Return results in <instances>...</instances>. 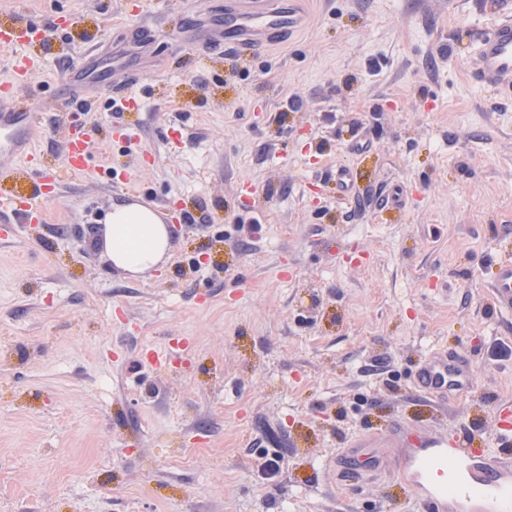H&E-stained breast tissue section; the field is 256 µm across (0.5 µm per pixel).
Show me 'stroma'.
Listing matches in <instances>:
<instances>
[{"mask_svg": "<svg viewBox=\"0 0 512 512\" xmlns=\"http://www.w3.org/2000/svg\"><path fill=\"white\" fill-rule=\"evenodd\" d=\"M125 2L10 5L69 21L28 47L42 59L29 101L43 167L62 166V83L87 95L96 134L92 170L65 175L47 223L0 240V512H422L393 475L331 465L396 418L457 430L476 416L495 448L497 403L512 400V357L492 353L512 316L486 290L512 252V99L462 64L489 0H302L301 29L238 63L207 39L225 0H151L149 45ZM115 65L138 72L142 100L119 120L159 159L105 190L101 170L129 161L95 89ZM358 141L369 149L350 152ZM340 163L359 204L336 197ZM243 179L258 188L248 210ZM386 182L407 191L401 211L376 208ZM136 190L176 209L198 198L204 218L171 228L142 275L102 241ZM185 337L192 353L145 372V350ZM445 346L471 355L480 386L435 413L411 379ZM379 358L388 372L372 371Z\"/></svg>", "mask_w": 512, "mask_h": 512, "instance_id": "1", "label": "stroma"}]
</instances>
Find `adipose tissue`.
Listing matches in <instances>:
<instances>
[{"label":"adipose tissue","instance_id":"1","mask_svg":"<svg viewBox=\"0 0 512 512\" xmlns=\"http://www.w3.org/2000/svg\"><path fill=\"white\" fill-rule=\"evenodd\" d=\"M103 241L112 263L134 274L152 270L169 251L165 225L138 205L114 208L104 226Z\"/></svg>","mask_w":512,"mask_h":512}]
</instances>
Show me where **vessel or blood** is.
<instances>
[{
  "label": "vessel or blood",
  "instance_id": "vessel-or-blood-1",
  "mask_svg": "<svg viewBox=\"0 0 512 512\" xmlns=\"http://www.w3.org/2000/svg\"><path fill=\"white\" fill-rule=\"evenodd\" d=\"M300 0H288L287 9L269 0H244L241 9L224 14L223 27L212 38L241 52L252 51L261 40L290 32L301 25ZM489 25L474 37L475 52L466 56L467 72L483 87L512 98V10L491 8ZM42 33L41 24L13 18L0 30V48L9 51V76L0 81V230L15 224H43L45 204L60 198L64 186L59 175L42 168L35 142L40 116L24 99L39 59L24 45ZM72 107L61 140L64 168L73 174L87 172L93 161L94 132L80 122L84 101L63 92ZM116 139L133 147V163L153 165L155 155L140 148L138 132L116 126ZM132 201L151 209L160 223H184V216L170 215L165 202L144 192ZM489 303L494 311L512 315V254L505 253L491 264ZM415 393L433 407L442 408L470 399L478 385L471 358L449 349L424 353L411 381ZM499 447L484 448L476 431L436 429L426 424L403 425L393 421L385 435L353 440L343 453L346 469L357 479L382 471L388 462L387 448L400 451L397 483L420 501L424 512H512V410L500 405L495 413Z\"/></svg>",
  "mask_w": 512,
  "mask_h": 512
}]
</instances>
